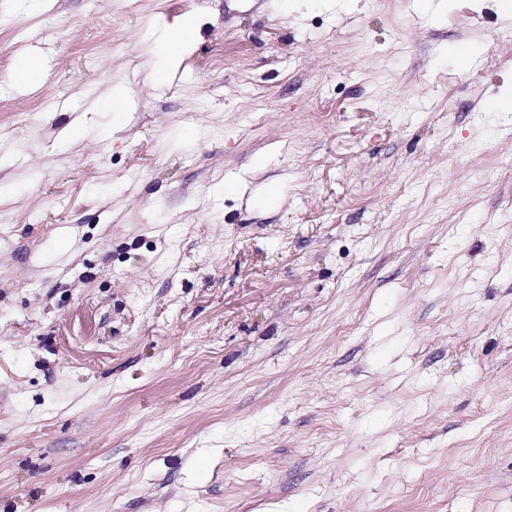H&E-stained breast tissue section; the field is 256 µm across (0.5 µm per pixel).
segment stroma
I'll return each instance as SVG.
<instances>
[{
  "label": "stroma",
  "instance_id": "35a3bbf8",
  "mask_svg": "<svg viewBox=\"0 0 512 512\" xmlns=\"http://www.w3.org/2000/svg\"><path fill=\"white\" fill-rule=\"evenodd\" d=\"M511 89L477 0H0V512H512ZM193 25L192 22L185 17H178L162 34L155 45L162 48L163 46L168 50L166 66L164 69L157 70L154 73L155 81H161L168 70L175 69L180 63V54L183 50L189 48L193 43ZM178 45V50L170 52L173 46Z\"/></svg>",
  "mask_w": 512,
  "mask_h": 512
}]
</instances>
